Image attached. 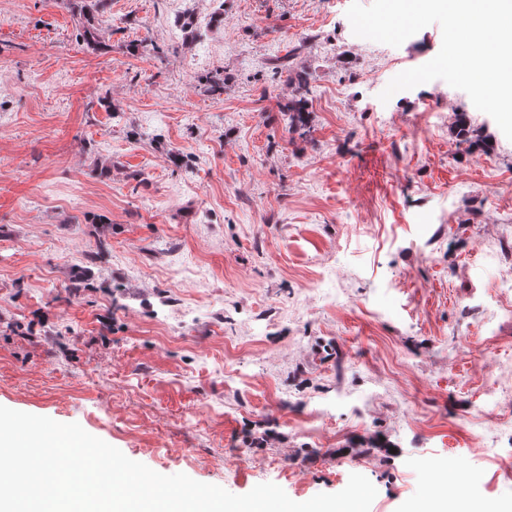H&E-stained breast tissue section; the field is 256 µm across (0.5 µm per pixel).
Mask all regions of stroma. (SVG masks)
Wrapping results in <instances>:
<instances>
[{"mask_svg":"<svg viewBox=\"0 0 512 512\" xmlns=\"http://www.w3.org/2000/svg\"><path fill=\"white\" fill-rule=\"evenodd\" d=\"M73 2L0 0V405L238 495L358 473L370 512H512V141L440 79L378 98L439 25L393 47L351 0H107L93 48ZM297 82V96L288 107V131L292 134L297 133L300 138H306L310 132L306 116L308 113L307 96L310 93L309 74L305 72L304 77L298 75ZM457 136L461 140V143L467 144V150H481L484 151L490 140L483 135L475 134L477 132L473 128H471L470 123L466 117V114L462 112L456 124ZM409 512H499L489 503L472 497L464 500L435 497L417 503Z\"/></svg>","mask_w":512,"mask_h":512,"instance_id":"1","label":"stroma"}]
</instances>
